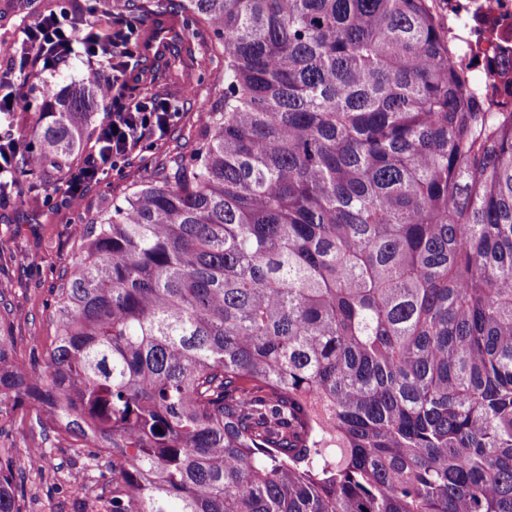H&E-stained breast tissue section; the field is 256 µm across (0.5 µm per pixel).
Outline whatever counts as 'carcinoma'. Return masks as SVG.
I'll return each instance as SVG.
<instances>
[{"mask_svg": "<svg viewBox=\"0 0 512 512\" xmlns=\"http://www.w3.org/2000/svg\"><path fill=\"white\" fill-rule=\"evenodd\" d=\"M175 7L224 60L206 123L83 225L44 368L0 329V410L92 449L112 512H512V112L438 0ZM98 101L19 126L17 179Z\"/></svg>", "mask_w": 512, "mask_h": 512, "instance_id": "1", "label": "carcinoma"}]
</instances>
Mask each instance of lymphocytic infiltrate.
Here are the masks:
<instances>
[{
    "label": "lymphocytic infiltrate",
    "mask_w": 512,
    "mask_h": 512,
    "mask_svg": "<svg viewBox=\"0 0 512 512\" xmlns=\"http://www.w3.org/2000/svg\"><path fill=\"white\" fill-rule=\"evenodd\" d=\"M21 36L28 53L9 56L0 68V84L16 70L39 62L49 65L78 52L86 59L85 80L97 90L103 104L97 136L85 148L79 171L66 186V202L76 207L85 185L100 182L120 160L140 150L146 139L165 135L177 117L176 108L166 100L129 96L138 45L113 29L96 22L88 25L84 35H77L68 11L62 8L24 26Z\"/></svg>",
    "instance_id": "f902f5d3"
}]
</instances>
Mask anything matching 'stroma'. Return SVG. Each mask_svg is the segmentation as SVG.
<instances>
[{"instance_id":"1","label":"stroma","mask_w":512,"mask_h":512,"mask_svg":"<svg viewBox=\"0 0 512 512\" xmlns=\"http://www.w3.org/2000/svg\"><path fill=\"white\" fill-rule=\"evenodd\" d=\"M59 0H0V59L18 49L21 29L53 8ZM195 97L182 85L171 83L158 94L179 107L169 132L154 144L129 157L101 183L87 187L78 208H70L55 182H21L8 201L0 203V283L6 287L10 314L0 318L21 355H28L33 340L49 343L54 334V287L61 273L70 270L77 251L82 218L95 215L140 185L154 167L176 152L188 150V132L199 124V105L214 93L209 77L196 76ZM71 442L48 450L36 473L26 474L22 512H79L82 502L73 483L83 480L88 494H101L104 481L96 468Z\"/></svg>"}]
</instances>
